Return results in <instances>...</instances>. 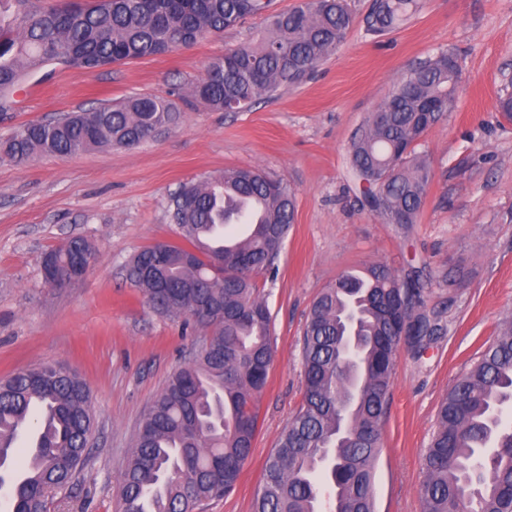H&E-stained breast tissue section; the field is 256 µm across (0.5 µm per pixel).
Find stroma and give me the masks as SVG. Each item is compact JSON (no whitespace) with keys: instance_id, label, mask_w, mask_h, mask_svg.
<instances>
[{"instance_id":"stroma-1","label":"stroma","mask_w":512,"mask_h":512,"mask_svg":"<svg viewBox=\"0 0 512 512\" xmlns=\"http://www.w3.org/2000/svg\"><path fill=\"white\" fill-rule=\"evenodd\" d=\"M344 42L304 82L246 112L213 111L187 89L208 62L262 30L265 17L161 56L97 71L55 68L0 112V138L20 125L131 96L161 95L177 126L133 149L95 148L26 165L0 162V378L66 366L86 380L95 427L85 464L48 512H117L120 474L140 420L205 329L149 308L125 265L157 242L179 243L168 218L183 183L227 168L260 167L296 192V215L276 262L257 277L273 315L274 357L258 398V427L235 490L202 512H253L265 461L301 405V339L309 309L341 275L383 264L418 270L425 306L444 330L414 356L397 354L375 470L377 512H422V459L438 405L512 317V118L498 99L512 75V0H423L399 28L368 34L371 0ZM448 51L462 77L456 107L418 149L432 167L407 235L362 209L347 176L350 140L412 64ZM83 237L95 246L85 277L46 287L45 253Z\"/></svg>"}]
</instances>
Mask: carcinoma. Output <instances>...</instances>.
Listing matches in <instances>:
<instances>
[{
    "instance_id": "carcinoma-1",
    "label": "carcinoma",
    "mask_w": 512,
    "mask_h": 512,
    "mask_svg": "<svg viewBox=\"0 0 512 512\" xmlns=\"http://www.w3.org/2000/svg\"><path fill=\"white\" fill-rule=\"evenodd\" d=\"M270 0H91L36 8L31 0H0V112L19 86L49 66L95 70L194 45L205 36L262 16ZM420 0H373L367 31L402 25ZM348 0H300L270 17L266 32L209 62L191 96L226 112H244L281 87L306 79L345 40ZM459 69L442 52L402 78L351 140L350 173L361 203L388 224L417 218L432 178L415 145L454 103ZM178 120L176 107L150 95L19 126L0 140V158L25 165L37 155L70 157L98 147L133 148ZM262 206L232 247L212 245V232L240 224L237 203ZM180 246L156 243L130 260L126 278L165 315H187L210 330V345L169 377L145 413L120 476V512H196L230 493L249 459L258 397L274 357L273 317L255 276L275 268L279 242L295 221L288 183L259 167L227 168L182 184L170 199ZM94 258L80 237L46 255L61 274L75 255ZM224 257V268L214 265ZM208 301L224 308L214 323L198 312ZM359 311L357 397L343 410L349 378L342 358L345 315ZM417 355L443 327L424 310L418 271L385 265L364 276L345 274L310 309L302 340L305 389L295 416L268 456L253 512H376L374 479L392 387L398 332ZM512 402V318L442 399L423 456V512H512V431L502 425ZM37 421L29 461L23 425ZM94 416L86 383L63 367L27 369L0 379V487L10 512H46L50 497L70 485L86 460Z\"/></svg>"
}]
</instances>
